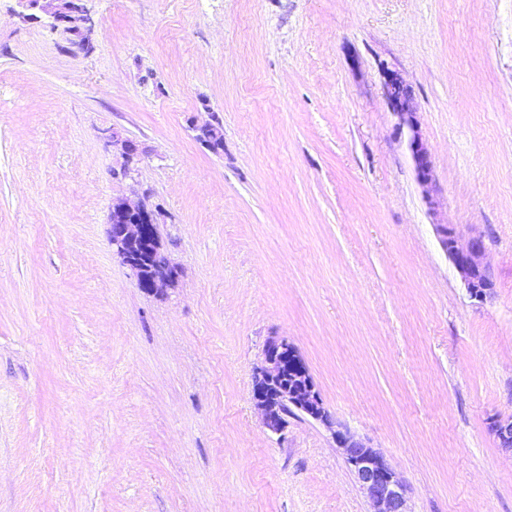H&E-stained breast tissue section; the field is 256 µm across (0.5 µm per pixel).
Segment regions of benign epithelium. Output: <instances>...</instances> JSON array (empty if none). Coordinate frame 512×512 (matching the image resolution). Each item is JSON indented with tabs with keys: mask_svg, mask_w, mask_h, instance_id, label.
Listing matches in <instances>:
<instances>
[{
	"mask_svg": "<svg viewBox=\"0 0 512 512\" xmlns=\"http://www.w3.org/2000/svg\"><path fill=\"white\" fill-rule=\"evenodd\" d=\"M25 20H37L39 15L49 18L50 26L75 36L84 45L89 40L91 18L83 0H17ZM384 95L409 130V150L422 186L432 182L430 150L423 140L419 121L414 112L410 87L399 77H391L384 86ZM201 141L216 151L223 145L220 125L207 123L200 128ZM440 243L453 262L470 297L484 302L492 295L493 282L486 262V247L480 235L459 241L453 228L437 225ZM110 239L118 254H129L140 243L142 225L110 224ZM265 365L255 373L253 399L263 412L265 428L273 433L283 432L286 417L300 414L332 430V438L343 448L346 462L359 488L371 501L374 512H406V488L397 477L389 460L379 448L356 437L348 429L333 421L315 390L305 363L298 350L287 340H272L265 353ZM489 431L505 452L512 453V417L495 418Z\"/></svg>",
	"mask_w": 512,
	"mask_h": 512,
	"instance_id": "obj_1",
	"label": "benign epithelium"
}]
</instances>
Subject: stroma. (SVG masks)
<instances>
[{
    "instance_id": "1",
    "label": "stroma",
    "mask_w": 512,
    "mask_h": 512,
    "mask_svg": "<svg viewBox=\"0 0 512 512\" xmlns=\"http://www.w3.org/2000/svg\"><path fill=\"white\" fill-rule=\"evenodd\" d=\"M87 7L82 51L0 0V512H372L323 425L265 429L274 338L409 512H512V0ZM120 199L158 213L165 293L112 247ZM440 224L483 236L491 300ZM384 95L398 116L400 123L409 130V150L415 164V170L422 187L432 182V161L430 150L423 140L417 112H414L413 94L410 87L399 77H391L384 86Z\"/></svg>"
}]
</instances>
